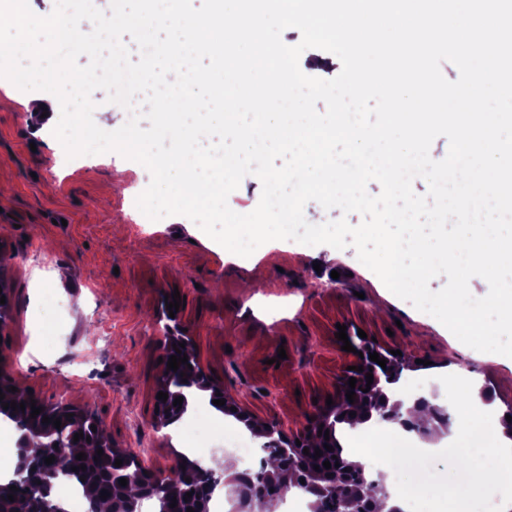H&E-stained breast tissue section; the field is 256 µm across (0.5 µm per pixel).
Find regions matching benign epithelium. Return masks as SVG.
Instances as JSON below:
<instances>
[{
	"label": "benign epithelium",
	"mask_w": 512,
	"mask_h": 512,
	"mask_svg": "<svg viewBox=\"0 0 512 512\" xmlns=\"http://www.w3.org/2000/svg\"><path fill=\"white\" fill-rule=\"evenodd\" d=\"M153 325L157 329L158 342L163 351V366L158 379L156 392L168 394L167 400H156L158 413L151 422V427L160 430L180 419L187 411V404H174V400L184 396L187 387H192L209 396L213 401L225 399L221 406L223 412L242 423L254 436L262 439L261 447L277 448L283 455V464L277 465L274 471L264 475L263 485L259 487V495L264 500H277L284 492V484L292 474V468L310 461V456L303 449L330 440L338 441L337 432L356 424H364L376 418L379 421H397L401 410L406 407L402 399H392L391 385L395 384L402 370L410 365L411 359L405 355H393L390 349L372 341V338H361L359 335L349 337L351 345L357 350L354 354V366L363 367V371L346 370L337 379V395L333 405L319 404L313 413L306 418L302 428L293 432L286 429L278 421L255 425L252 413L232 397L229 384L218 383L209 376L198 360L193 336L184 331L186 325L180 316L169 317V305L163 303L157 308ZM185 343L181 354L188 356V363L179 364V372L186 378H178V385H172L173 375L167 370L170 356L176 354L173 345ZM377 352L386 360V367H381L370 360L369 353ZM192 368H187V365ZM373 374V383L367 384L366 374ZM357 379L355 402L346 397L349 389V378ZM17 391H10V387ZM0 392L4 399L0 405L11 401L20 404L31 400L36 401L43 411L61 419V428L46 427L28 417L10 414L20 431L19 448L15 474L16 478L6 484L0 483V494L9 491L27 503V512H66L65 505L59 500L45 497L50 486L66 471L71 476L83 477V487L88 502V512H102L101 504L94 493L95 481L91 474L97 468L94 461L96 454L87 453L85 459L78 460L76 455L85 448H101L112 460H122V465L112 467V480L116 484L117 494L110 504L111 512H136L138 501L152 500L165 502L173 497H184L192 493L188 499L194 512H208V504L216 491L226 487L224 475L212 468H203L197 463L187 464L180 468L182 462L175 461L165 470H155L145 464L143 456L127 448L118 446L107 433L97 411L88 404L78 405L66 399H41L30 394L17 385L10 369L0 361ZM98 424L97 438L86 443L74 441V435L85 430L86 425ZM329 431V436L318 435L319 430ZM301 445H296V442ZM53 456L55 461L48 465L45 459ZM334 461L339 466L331 468H310L307 470L309 481L305 489L322 498L326 493L336 499V512H357L362 500L367 498L374 512H379V505L390 500L391 494L387 486L374 488L365 479L366 465L350 460L345 454L338 453ZM86 469H80V466ZM127 479V485H119V479ZM16 486L10 490V486Z\"/></svg>",
	"instance_id": "benign-epithelium-1"
}]
</instances>
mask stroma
<instances>
[{
  "mask_svg": "<svg viewBox=\"0 0 512 512\" xmlns=\"http://www.w3.org/2000/svg\"><path fill=\"white\" fill-rule=\"evenodd\" d=\"M25 91L0 90V256L8 259V329L0 348L21 387L42 398L90 404L113 440L151 443L145 457L164 470L180 450L179 427L154 431L162 352L150 330L155 308L179 294L180 315L200 363L260 421L299 429L314 401L336 393L352 359L338 325L363 330L421 359L393 394L420 379L443 394L439 378L464 373L512 410V361H483L475 350L448 354V336L410 302L388 301L353 246L334 267L314 270L309 246L274 240L276 256L225 261L224 248L181 215L138 219L127 187L146 189L149 171L116 152L65 159L62 145L36 141L43 114L25 110Z\"/></svg>",
  "mask_w": 512,
  "mask_h": 512,
  "instance_id": "stroma-1",
  "label": "stroma"
}]
</instances>
